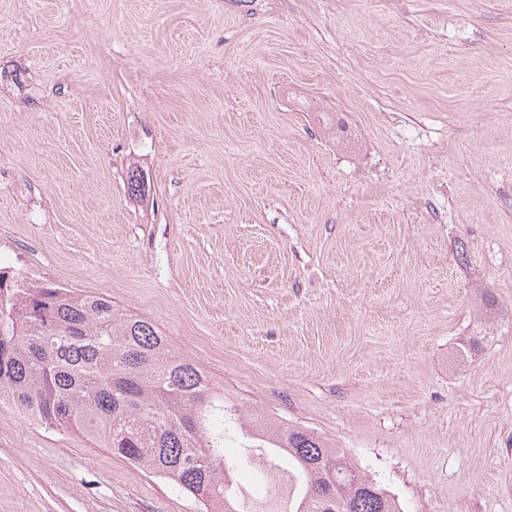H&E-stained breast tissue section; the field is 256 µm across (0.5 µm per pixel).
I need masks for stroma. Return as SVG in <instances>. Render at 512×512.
<instances>
[{"label": "stroma", "instance_id": "1", "mask_svg": "<svg viewBox=\"0 0 512 512\" xmlns=\"http://www.w3.org/2000/svg\"><path fill=\"white\" fill-rule=\"evenodd\" d=\"M0 269L402 512H512V0H0ZM0 512L201 509L3 404Z\"/></svg>", "mask_w": 512, "mask_h": 512}]
</instances>
